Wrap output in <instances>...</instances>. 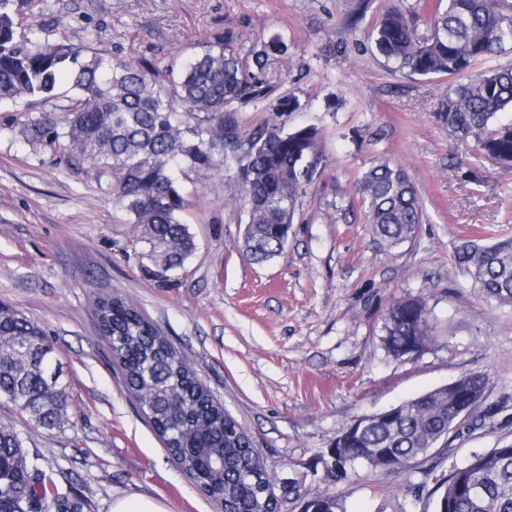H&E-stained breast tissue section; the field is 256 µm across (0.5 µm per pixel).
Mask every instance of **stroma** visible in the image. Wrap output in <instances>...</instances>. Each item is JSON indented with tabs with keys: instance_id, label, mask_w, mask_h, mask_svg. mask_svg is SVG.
<instances>
[{
	"instance_id": "stroma-1",
	"label": "stroma",
	"mask_w": 512,
	"mask_h": 512,
	"mask_svg": "<svg viewBox=\"0 0 512 512\" xmlns=\"http://www.w3.org/2000/svg\"><path fill=\"white\" fill-rule=\"evenodd\" d=\"M427 16L435 0H42L36 24L74 33L84 53L167 61L232 32L243 61L268 51V97L238 112L243 131L312 125L323 162L274 260L243 253L245 211L219 179L182 180V218L197 249L178 281L157 287L134 255V225L115 207L110 175L28 143L0 104V300L41 324L68 396L67 420L45 430L0 398L30 455L63 473L84 512L148 495L167 512H219L172 460L123 383L93 302L132 300L247 432L281 504L340 496L345 512H435V487L473 455L512 441V304L486 299L457 264L467 244L512 237V166L459 148L438 117L450 81L398 69L373 30L393 3ZM294 96L296 112H280ZM406 167L423 222L382 249L357 183L381 162ZM425 296L432 340L396 359L380 340L396 298ZM488 377L490 417L404 468L357 466L347 481L321 462L358 417L445 386ZM297 495H287L288 486Z\"/></svg>"
}]
</instances>
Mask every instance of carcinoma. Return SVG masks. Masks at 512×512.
Returning <instances> with one entry per match:
<instances>
[{"instance_id":"cac0c4a2","label":"carcinoma","mask_w":512,"mask_h":512,"mask_svg":"<svg viewBox=\"0 0 512 512\" xmlns=\"http://www.w3.org/2000/svg\"><path fill=\"white\" fill-rule=\"evenodd\" d=\"M41 0H0V102L17 103L57 96L61 78L73 96L64 115L46 111L22 121L32 143L95 164L112 176V200L129 223L143 228L138 256L152 266L154 281L166 288L195 249L181 219L188 206L178 174L206 171L224 178V194L243 201L246 256L262 263L281 253L283 225L292 224L301 197L314 183L321 157L320 133L307 126L288 131L277 124L249 133L240 127L238 107L266 94L247 68L230 33L217 36L186 58L161 65L151 59H108L99 52L81 56L45 29L20 32L23 19L40 10ZM399 7L388 9L374 30L380 54L419 76L459 78L442 104L439 118L462 143L474 142L485 159L512 163V123L498 121L512 109V67L473 72L479 60L512 51L509 0H447L427 19ZM366 223L381 246L411 239L422 209L411 178L400 165L382 163L363 177ZM458 264L486 298L512 303V238L483 247L466 245ZM100 330L127 389L166 448L204 494L223 512H277L263 503L271 485L247 433H224L229 419L186 362L176 360L165 340L132 302L113 296L95 302ZM424 296L395 300L383 316L381 342L392 354L417 340L432 339ZM53 346L44 328L0 304V397L10 400L27 421L52 430L66 409L62 371L55 370ZM453 415L448 396L435 392L407 402L394 422L373 419L353 445L359 458L323 461L327 476L340 482L365 462L389 468L411 462L448 439ZM503 449L479 455L439 485L436 512H512V455ZM60 474L28 456L16 427L0 422V512H84L85 500L59 489ZM477 484L481 496L459 494Z\"/></svg>"}]
</instances>
